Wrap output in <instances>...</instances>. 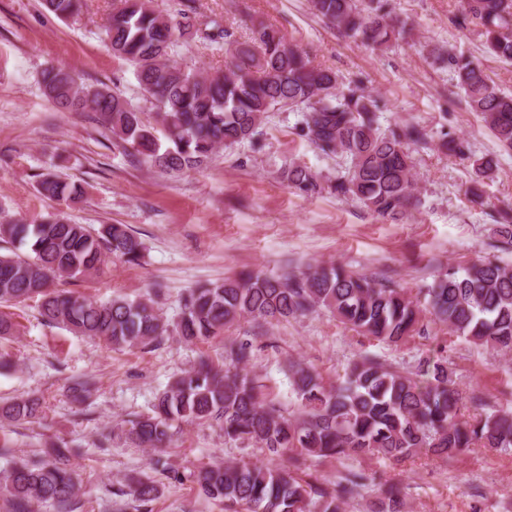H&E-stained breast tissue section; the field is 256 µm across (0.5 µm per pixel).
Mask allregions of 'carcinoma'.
Wrapping results in <instances>:
<instances>
[{"label":"carcinoma","instance_id":"1","mask_svg":"<svg viewBox=\"0 0 512 512\" xmlns=\"http://www.w3.org/2000/svg\"><path fill=\"white\" fill-rule=\"evenodd\" d=\"M42 5L66 19L79 0ZM311 8L374 50L405 35L388 0H311ZM193 13L194 0H181L178 21L146 0H120L109 18L107 50L135 67L144 106L101 81L80 84L59 66L42 70L43 94L69 112L96 113L112 147L162 172L199 169L222 147L258 140L271 112H299L296 134L323 155L340 158L344 171L327 183L311 167L293 162L282 168L283 181L301 195L328 189L385 219L403 218L417 201L410 152L423 138L417 127L381 128L380 108L370 93L285 42L272 24L253 25L248 38L229 50L224 17L209 16L196 28L190 24ZM457 25L481 29L485 52L512 62V0H462ZM192 41L224 50V68L203 75L174 60ZM448 66L470 110L502 146L512 148V95L498 90L481 64L463 54L448 55ZM438 148L472 159L468 193L471 202L483 203L481 187L494 178V161L475 157L466 139L446 133ZM35 189L49 200L86 194L83 184L52 172L38 174ZM493 221L492 248L512 251V210L499 211ZM0 243L12 246L0 254L1 307L34 300L44 323L118 349L156 346L171 335L209 343L242 319L261 330L322 309L356 335L396 347L429 337L431 323L448 330L437 354L411 367L365 354L350 360L333 382L293 361L288 375L294 406L288 409L261 392L248 370L250 348L231 345L224 362L200 357L157 394L150 412L117 425V435L133 448L161 451L180 424L190 423L219 428L224 442L237 448L259 449L261 460L214 462L184 475L201 495L224 504V512H347L355 501L362 502L363 512H408L401 481L345 462L381 458L401 467L423 449L448 461L476 446L512 452V410L493 409L482 391L461 386L446 356L458 339L512 353V265L495 257L440 272L422 304L387 277L335 264L283 274L242 272L186 289L171 323L150 296L97 302L61 288L97 272L110 258L141 264L144 242L126 224L93 229L62 213L34 221L3 217ZM68 393L83 404L92 383L75 380ZM41 413V398L34 395L0 403L1 421L20 425ZM73 453L63 438H49L43 458L17 462L0 474V497L12 512H33L42 504L66 512L78 494ZM325 461L343 466L335 478L309 471L311 463ZM120 493L145 505L158 498L160 488L136 479Z\"/></svg>","mask_w":512,"mask_h":512}]
</instances>
